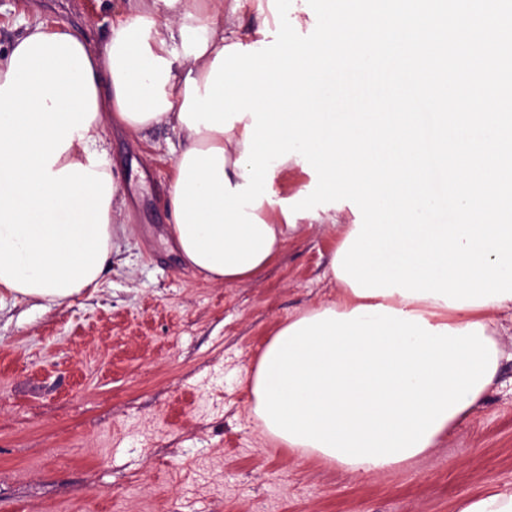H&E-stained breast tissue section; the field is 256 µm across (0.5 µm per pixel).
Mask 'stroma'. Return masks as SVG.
Instances as JSON below:
<instances>
[{"instance_id":"35a3bbf8","label":"stroma","mask_w":512,"mask_h":512,"mask_svg":"<svg viewBox=\"0 0 512 512\" xmlns=\"http://www.w3.org/2000/svg\"><path fill=\"white\" fill-rule=\"evenodd\" d=\"M123 0H0V54L66 22L103 51ZM180 134L111 131L123 188L112 267L63 304L0 301V512H456L512 487V361L481 406L408 467L359 473L275 447L249 379L278 327L337 299L343 225L300 221L263 275L209 282L171 249Z\"/></svg>"}]
</instances>
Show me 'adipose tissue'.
<instances>
[{"instance_id":"1","label":"adipose tissue","mask_w":512,"mask_h":512,"mask_svg":"<svg viewBox=\"0 0 512 512\" xmlns=\"http://www.w3.org/2000/svg\"><path fill=\"white\" fill-rule=\"evenodd\" d=\"M270 15L268 0H126L101 53L64 22L25 28L0 55V301L60 304L99 286L120 197L109 130L172 126L177 158L221 148L226 178L243 184L251 116L220 132L179 115L186 80L204 86L222 48L257 45ZM256 214L274 234L267 256L239 273L205 269L211 282L257 279L278 258L286 216L267 202ZM504 309L512 299L458 309L342 284L336 301L277 329L252 374L254 410L276 446L351 472L400 467L484 400L506 356L490 328Z\"/></svg>"}]
</instances>
